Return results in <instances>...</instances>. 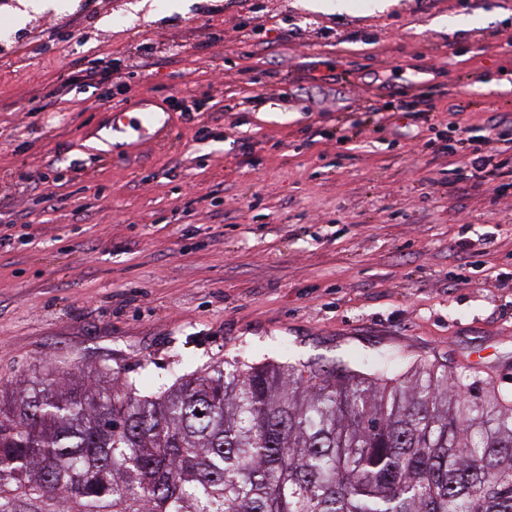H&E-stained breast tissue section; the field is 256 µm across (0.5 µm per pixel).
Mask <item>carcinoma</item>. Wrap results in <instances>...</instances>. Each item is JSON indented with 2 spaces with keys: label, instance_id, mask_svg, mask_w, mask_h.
<instances>
[{
  "label": "carcinoma",
  "instance_id": "1",
  "mask_svg": "<svg viewBox=\"0 0 512 512\" xmlns=\"http://www.w3.org/2000/svg\"><path fill=\"white\" fill-rule=\"evenodd\" d=\"M0 388V512H512V397L398 351Z\"/></svg>",
  "mask_w": 512,
  "mask_h": 512
}]
</instances>
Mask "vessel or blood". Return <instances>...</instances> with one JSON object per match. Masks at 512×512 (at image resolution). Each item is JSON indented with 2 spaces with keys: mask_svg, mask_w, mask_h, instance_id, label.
Here are the masks:
<instances>
[{
  "mask_svg": "<svg viewBox=\"0 0 512 512\" xmlns=\"http://www.w3.org/2000/svg\"><path fill=\"white\" fill-rule=\"evenodd\" d=\"M109 129L120 137L152 144L167 142L172 131L168 118L149 100L113 107Z\"/></svg>",
  "mask_w": 512,
  "mask_h": 512,
  "instance_id": "vessel-or-blood-1",
  "label": "vessel or blood"
}]
</instances>
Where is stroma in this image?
Instances as JSON below:
<instances>
[{
	"label": "stroma",
	"instance_id": "1",
	"mask_svg": "<svg viewBox=\"0 0 512 512\" xmlns=\"http://www.w3.org/2000/svg\"><path fill=\"white\" fill-rule=\"evenodd\" d=\"M66 2L0 36V385L395 350L512 392V0ZM110 95L172 140L84 154Z\"/></svg>",
	"mask_w": 512,
	"mask_h": 512
}]
</instances>
